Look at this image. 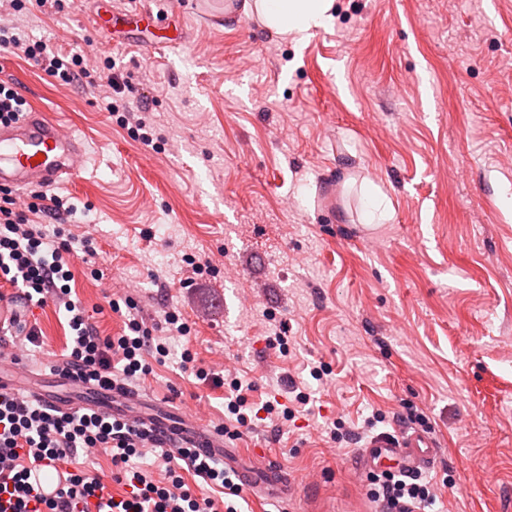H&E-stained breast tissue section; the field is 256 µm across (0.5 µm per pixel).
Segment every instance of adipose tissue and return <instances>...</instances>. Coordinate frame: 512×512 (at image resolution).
I'll use <instances>...</instances> for the list:
<instances>
[{"mask_svg": "<svg viewBox=\"0 0 512 512\" xmlns=\"http://www.w3.org/2000/svg\"><path fill=\"white\" fill-rule=\"evenodd\" d=\"M333 7L334 0H255L254 3L255 11L269 29L299 42L331 23Z\"/></svg>", "mask_w": 512, "mask_h": 512, "instance_id": "ef3b65f1", "label": "adipose tissue"}]
</instances>
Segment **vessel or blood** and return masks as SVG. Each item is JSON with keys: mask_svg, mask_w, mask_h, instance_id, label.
I'll return each mask as SVG.
<instances>
[{"mask_svg": "<svg viewBox=\"0 0 512 512\" xmlns=\"http://www.w3.org/2000/svg\"><path fill=\"white\" fill-rule=\"evenodd\" d=\"M88 142L49 118L39 108L19 121L0 125V185L23 189L31 185L55 188L76 178L88 161ZM168 436L193 441L209 453L235 466L241 458L238 449L225 447L220 434L204 428L168 429ZM367 467L388 466L415 474L431 468L434 444L421 432L398 430L370 442L363 453ZM63 470L56 461H45L33 471L31 482L43 499L55 498L62 488L58 477Z\"/></svg>", "mask_w": 512, "mask_h": 512, "instance_id": "b4317fda", "label": "vessel or blood"}]
</instances>
